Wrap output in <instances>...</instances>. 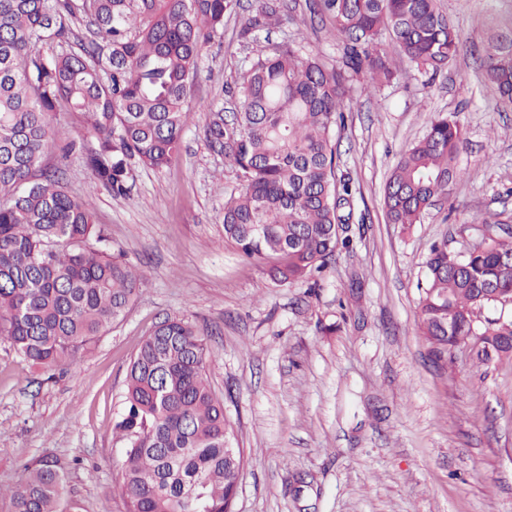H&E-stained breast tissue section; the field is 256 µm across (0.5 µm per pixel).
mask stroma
Returning a JSON list of instances; mask_svg holds the SVG:
<instances>
[{"mask_svg": "<svg viewBox=\"0 0 512 512\" xmlns=\"http://www.w3.org/2000/svg\"><path fill=\"white\" fill-rule=\"evenodd\" d=\"M272 40L340 54L308 0H287ZM258 0H240L208 44L181 149L162 170L132 162L127 196L96 183V147L77 116L58 109L53 127L80 140L42 163H65L70 195L92 197L95 222L147 284L90 353L54 379L0 339V486L23 482L35 458L68 464L66 497L87 512H126L125 443L113 431L130 359L160 320L188 317L215 354L208 374L243 449L237 512H512V359L475 363L468 349L434 365L417 326L429 248L460 251L495 214L512 232V107L482 67L490 37L512 29V0H438L460 33L457 59L431 76L403 67L381 87L353 84V106L335 136L355 187L353 245L316 288L281 285L264 263L224 241V193L237 180L211 149L214 112L248 53L238 34ZM436 112L457 117L465 143L461 179L410 231L385 221L390 172Z\"/></svg>", "mask_w": 512, "mask_h": 512, "instance_id": "1", "label": "stroma"}]
</instances>
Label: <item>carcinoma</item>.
<instances>
[{
    "mask_svg": "<svg viewBox=\"0 0 512 512\" xmlns=\"http://www.w3.org/2000/svg\"><path fill=\"white\" fill-rule=\"evenodd\" d=\"M237 0H0V337L47 378L73 367L121 320L146 285L143 272L112 251L92 202L76 200L65 173L41 165L60 105L98 142L87 157L115 196L129 190L130 160L162 169L176 155L206 44L220 37ZM285 0H258L240 37L280 24ZM340 43L325 65L284 40L254 50L233 93L238 110L212 113L211 148L224 153L239 186L224 196V240L248 259L267 260L278 283L310 282L352 245L336 227L351 223L352 180L340 171L336 130L361 75L390 83L405 63L437 74L455 61L460 36L437 0H314ZM85 18L96 39L75 40ZM398 47L392 55L383 37ZM483 67L512 104V34L485 50ZM458 119L438 112L407 149L384 189L387 222L409 230L459 177ZM465 253L433 245L425 261L419 329L438 365L462 346L484 362L512 358V316L485 310L512 300V235L485 220ZM213 353L186 317L166 318L140 341L114 425L126 441L122 464L128 512H234L243 449L224 400L207 375ZM65 465L32 462L16 489L0 487L12 512H86L63 500Z\"/></svg>",
    "mask_w": 512,
    "mask_h": 512,
    "instance_id": "cac0c4a2",
    "label": "carcinoma"
}]
</instances>
